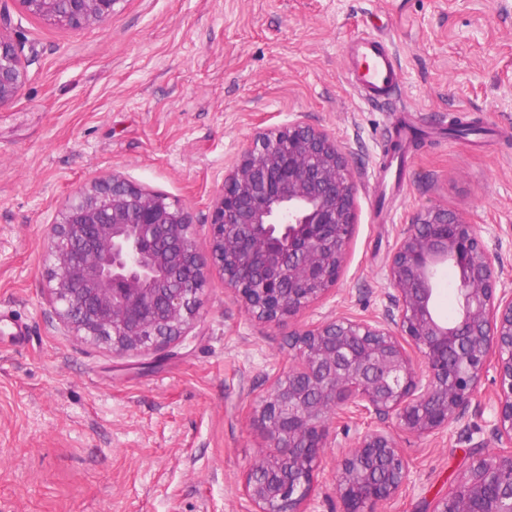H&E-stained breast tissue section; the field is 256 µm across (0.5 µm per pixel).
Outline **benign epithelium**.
<instances>
[{
  "label": "benign epithelium",
  "instance_id": "benign-epithelium-1",
  "mask_svg": "<svg viewBox=\"0 0 512 512\" xmlns=\"http://www.w3.org/2000/svg\"><path fill=\"white\" fill-rule=\"evenodd\" d=\"M21 2L33 17L81 30L122 0ZM24 82L21 56L0 32V105ZM355 224L343 148L293 122L254 138L224 176L206 254L189 210L165 195L117 174L77 191L44 239L46 290L71 335L115 354H162L193 331L209 268L223 272L250 317L277 323L336 287ZM445 266L457 276L448 320L435 310ZM387 280L381 314H339L293 334L294 362L255 409L268 448L245 473L255 512H309L335 420L392 417L419 438L442 434L460 422L489 366L498 447L476 453L426 512H512V289L475 226L446 210L405 226ZM408 474L392 433H365L336 463L341 512H377Z\"/></svg>",
  "mask_w": 512,
  "mask_h": 512
}]
</instances>
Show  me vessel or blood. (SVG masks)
I'll list each match as a JSON object with an SVG mask.
<instances>
[{"label":"vessel or blood","mask_w":512,"mask_h":512,"mask_svg":"<svg viewBox=\"0 0 512 512\" xmlns=\"http://www.w3.org/2000/svg\"><path fill=\"white\" fill-rule=\"evenodd\" d=\"M347 70L354 87L363 95H386L398 81L394 52L372 36L356 39L347 57Z\"/></svg>","instance_id":"1"}]
</instances>
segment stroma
<instances>
[{
  "label": "stroma",
  "mask_w": 512,
  "mask_h": 512,
  "mask_svg": "<svg viewBox=\"0 0 512 512\" xmlns=\"http://www.w3.org/2000/svg\"><path fill=\"white\" fill-rule=\"evenodd\" d=\"M26 80L0 105V512H252L245 471L265 455L257 403L291 363L290 336L381 313L399 233L445 209L474 224L512 289V0H121L70 31L0 0ZM389 41L395 100L350 83L345 50ZM479 132L448 133L451 120ZM299 121L343 147L357 224L333 292L276 324L250 318L207 272L201 316L172 354L116 355L70 336L45 290L44 234L84 185L120 174L187 207L209 249L224 173L257 134ZM422 140L389 167L397 129ZM493 373L461 422L398 433L409 460L381 512H424L481 448L495 447ZM391 419H339L310 512H341L338 448Z\"/></svg>",
  "instance_id": "stroma-1"
}]
</instances>
